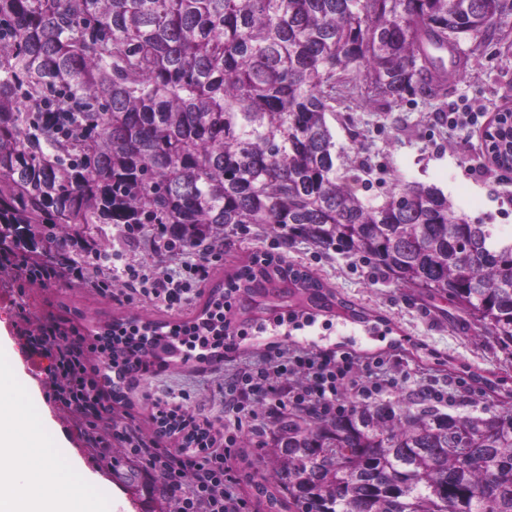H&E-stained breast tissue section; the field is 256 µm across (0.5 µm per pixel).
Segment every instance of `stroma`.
<instances>
[{
  "label": "stroma",
  "mask_w": 512,
  "mask_h": 512,
  "mask_svg": "<svg viewBox=\"0 0 512 512\" xmlns=\"http://www.w3.org/2000/svg\"><path fill=\"white\" fill-rule=\"evenodd\" d=\"M468 63L449 80L443 97L428 99L413 96L389 112L378 111L376 104L341 102L331 126L336 140L339 171L368 163L371 172L365 198L378 202L396 184L419 181L442 189L458 211L476 224L495 225L497 231L512 230V203L504 193L512 190V174L503 173L489 163L481 132H449L447 126L430 121V113L459 107L494 117L512 109V54L492 44L474 49L470 40L459 44ZM112 249L122 263L151 266L157 273L166 267L158 260L152 232L129 240L113 235ZM274 254L288 264L301 267L335 291L382 316L391 331L380 340H370L362 327L333 323L326 334L337 349H357L387 357L402 355L401 363L387 366L388 375L404 378L402 387L384 393V400L413 395L417 382L447 393L452 398L450 414L480 413L505 400L512 389V352L476 341L463 316L448 300L431 298L424 291L403 288L382 276L372 265L355 256L335 250H320L303 240L283 242L279 234L268 231L228 233L224 236V259L210 268L201 296L181 314H174L150 303L121 306L94 292L83 281L69 278L48 284L22 282L9 271H0V356L12 360L24 380L33 385L37 402L46 409L45 419L63 437L74 461L83 463L98 477L97 493L103 501L120 496L129 512H168L169 506L159 491L150 485L133 487L125 475L136 463L120 446H113L103 458L89 448L76 420L52 396L44 370L46 360L28 365L24 329L51 322L95 335L117 321L134 319L143 323H169L175 319H195L208 294L226 285L234 273L251 257ZM319 344L316 331H291L284 326L264 336L239 342L241 360L256 358L267 344ZM232 363L223 368L197 371L192 364L177 358L164 372L136 383L125 390L124 400L115 402L119 412H129L140 430L153 432L154 403L160 398L186 396L189 411L196 419L216 420L222 409L220 384ZM483 382H476L474 374ZM502 380L506 386L493 391L486 380Z\"/></svg>",
  "instance_id": "stroma-1"
}]
</instances>
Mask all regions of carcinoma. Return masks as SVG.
<instances>
[{"instance_id":"1","label":"carcinoma","mask_w":512,"mask_h":512,"mask_svg":"<svg viewBox=\"0 0 512 512\" xmlns=\"http://www.w3.org/2000/svg\"><path fill=\"white\" fill-rule=\"evenodd\" d=\"M509 16L512 0H0V257L91 282L112 260L93 229L163 224L193 248L251 225L370 261L511 347L512 241L421 182L367 202L329 121L338 101L439 96L427 46L505 42ZM234 279L248 303L380 321L279 261ZM103 348L149 352L136 336ZM271 424L269 512H512L509 408L452 415L416 395Z\"/></svg>"}]
</instances>
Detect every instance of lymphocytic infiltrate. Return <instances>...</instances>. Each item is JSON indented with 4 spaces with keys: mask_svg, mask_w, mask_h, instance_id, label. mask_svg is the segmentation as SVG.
Returning <instances> with one entry per match:
<instances>
[{
    "mask_svg": "<svg viewBox=\"0 0 512 512\" xmlns=\"http://www.w3.org/2000/svg\"><path fill=\"white\" fill-rule=\"evenodd\" d=\"M180 255L179 265L159 277L133 266L121 268L122 287L113 294V301L120 305L146 301L174 312L184 309L220 256L209 248H184ZM229 308L225 302L215 306L208 318L173 322L169 338L185 360L209 365L223 362L236 351L237 339L245 338L246 332L225 328ZM28 342L32 353L49 359L55 395L64 409L85 424L92 447L126 445L144 472L161 484L171 512H251V501L236 475L244 421L253 420L251 432L260 437L264 430L255 423L258 415L269 417L299 406L333 415L343 410L345 393H354L357 402L364 403L393 386L379 355L321 346L270 348L238 364L224 381L223 444L168 448L163 444L168 435L165 427L145 434L133 421L114 423V409L104 402L98 370L90 359L96 345L88 337L75 329L44 325Z\"/></svg>",
    "mask_w": 512,
    "mask_h": 512,
    "instance_id": "obj_1",
    "label": "lymphocytic infiltrate"
}]
</instances>
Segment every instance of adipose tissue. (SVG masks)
<instances>
[{
  "label": "adipose tissue",
  "mask_w": 512,
  "mask_h": 512,
  "mask_svg": "<svg viewBox=\"0 0 512 512\" xmlns=\"http://www.w3.org/2000/svg\"><path fill=\"white\" fill-rule=\"evenodd\" d=\"M33 399L0 393V512H96V481L62 453ZM25 469L30 479L16 483Z\"/></svg>",
  "instance_id": "1"
}]
</instances>
